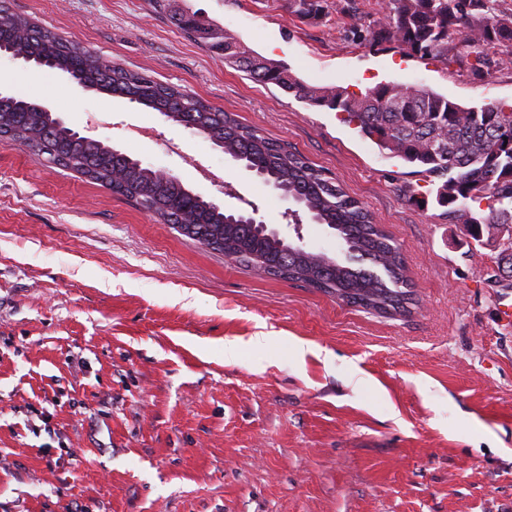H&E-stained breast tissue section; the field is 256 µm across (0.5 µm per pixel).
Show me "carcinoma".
Returning a JSON list of instances; mask_svg holds the SVG:
<instances>
[{
  "instance_id": "obj_1",
  "label": "carcinoma",
  "mask_w": 512,
  "mask_h": 512,
  "mask_svg": "<svg viewBox=\"0 0 512 512\" xmlns=\"http://www.w3.org/2000/svg\"><path fill=\"white\" fill-rule=\"evenodd\" d=\"M152 6L180 25L179 0H150ZM497 0H387L390 21L372 32L409 55L440 56L456 35L477 65L484 50L512 43V13L497 12ZM213 50L224 40V65L264 85H273L314 107L347 114L361 134L381 149L442 180L436 202L448 207V218L463 226L479 246L487 247L501 224H512V139L498 128L512 129V104L495 102L464 107L434 91L413 93L387 83L355 98L336 88L306 84L284 66L269 61L229 34L212 37L201 30L189 34ZM0 42L16 52L50 58L52 69H76L95 90H106L180 124L200 122L202 136L224 142V154L255 169L262 178L294 199L313 222L335 231L346 246V262L325 261L303 246L285 241L258 224L231 220L224 208L188 189L182 182L160 177L148 166L129 165L100 140H75L56 126L52 113L16 98L0 110V128L14 133L37 156L76 171L113 193L151 210L192 240L234 257L269 276L302 282L341 301L384 315L400 314L412 304L410 279L399 246L374 222L372 215L332 176L310 165L288 145L269 139L174 86L114 63L105 68L96 52L81 48L8 12L0 4ZM487 202L488 214L476 217L469 203ZM497 280L512 288V242L497 254Z\"/></svg>"
}]
</instances>
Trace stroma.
I'll return each mask as SVG.
<instances>
[{"label": "stroma", "instance_id": "35a3bbf8", "mask_svg": "<svg viewBox=\"0 0 512 512\" xmlns=\"http://www.w3.org/2000/svg\"><path fill=\"white\" fill-rule=\"evenodd\" d=\"M326 3L303 20L287 0H186L314 87L512 102L503 48L478 68L454 37L447 58L408 56L369 36L388 20L383 0ZM7 5L338 179L400 245L415 303L380 315L230 262L0 139V512H512V288L435 183L343 114L225 66L149 0ZM0 89L345 257L326 226L306 216L294 230L279 191L157 111L7 58Z\"/></svg>", "mask_w": 512, "mask_h": 512}]
</instances>
